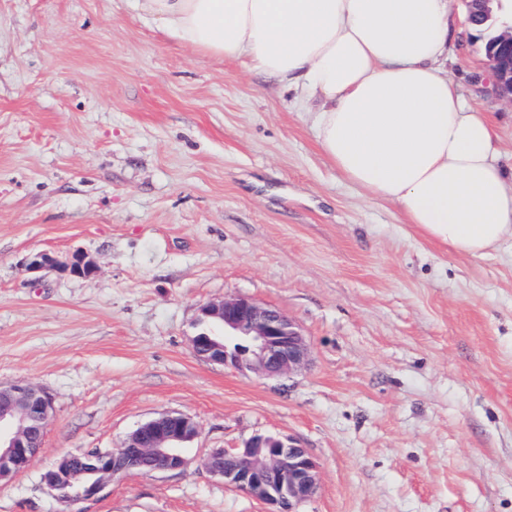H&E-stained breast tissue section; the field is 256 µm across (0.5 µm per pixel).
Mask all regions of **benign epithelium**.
Listing matches in <instances>:
<instances>
[{
	"mask_svg": "<svg viewBox=\"0 0 512 512\" xmlns=\"http://www.w3.org/2000/svg\"><path fill=\"white\" fill-rule=\"evenodd\" d=\"M494 0H468L469 18L493 19ZM502 52L486 63L492 90L512 103V26L494 30ZM191 347L216 364L246 367L263 377H280L305 367L310 346L300 326L278 309L246 297L224 298L201 306ZM53 411L48 392L28 382L0 384V478L23 473L42 448ZM197 423L179 412H163L139 424L112 450L68 453L53 461L42 481L64 503L93 500L117 475L178 471L188 464L187 448L197 437ZM201 465L224 485L246 492L270 509L299 512L318 489L319 464L290 438L257 435L242 448H218ZM91 473L84 491L71 487Z\"/></svg>",
	"mask_w": 512,
	"mask_h": 512,
	"instance_id": "7a95c632",
	"label": "benign epithelium"
}]
</instances>
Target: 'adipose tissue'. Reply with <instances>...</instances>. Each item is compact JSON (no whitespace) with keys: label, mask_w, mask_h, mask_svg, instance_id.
<instances>
[{"label":"adipose tissue","mask_w":512,"mask_h":512,"mask_svg":"<svg viewBox=\"0 0 512 512\" xmlns=\"http://www.w3.org/2000/svg\"><path fill=\"white\" fill-rule=\"evenodd\" d=\"M167 38L320 98L317 142L345 178L452 252L512 238V166L443 63L453 0H129Z\"/></svg>","instance_id":"ef3b65f1"}]
</instances>
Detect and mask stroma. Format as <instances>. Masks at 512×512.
I'll return each mask as SVG.
<instances>
[{"label":"stroma","mask_w":512,"mask_h":512,"mask_svg":"<svg viewBox=\"0 0 512 512\" xmlns=\"http://www.w3.org/2000/svg\"><path fill=\"white\" fill-rule=\"evenodd\" d=\"M444 70L511 158L480 42ZM319 105L128 0H0V384L54 405L0 512H72L44 469L167 411L199 426L189 464L113 479L81 512H265L200 465L258 434L318 461L300 512H512V239L479 259L426 240L320 150ZM39 252L53 265L28 271ZM231 296L295 320L309 364L264 378L197 356L199 307Z\"/></svg>","instance_id":"1"}]
</instances>
